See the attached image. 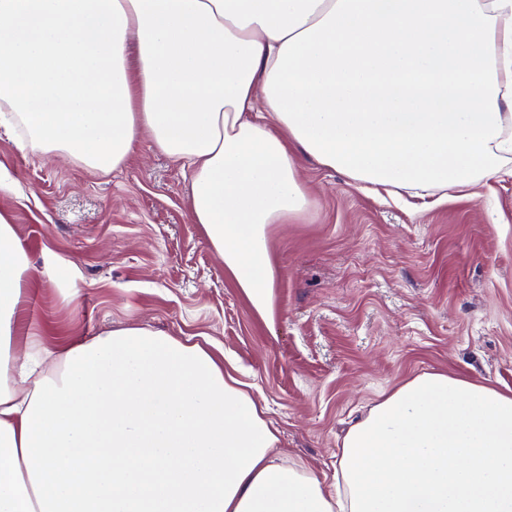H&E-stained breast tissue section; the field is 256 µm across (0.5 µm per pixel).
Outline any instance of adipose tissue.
I'll return each mask as SVG.
<instances>
[{
	"label": "adipose tissue",
	"mask_w": 512,
	"mask_h": 512,
	"mask_svg": "<svg viewBox=\"0 0 512 512\" xmlns=\"http://www.w3.org/2000/svg\"><path fill=\"white\" fill-rule=\"evenodd\" d=\"M0 124L100 173L149 136L268 320L299 156L392 193L512 175V0H0ZM30 273L0 214V512H512V392L408 379L329 485L202 345L132 324L20 354Z\"/></svg>",
	"instance_id": "obj_1"
}]
</instances>
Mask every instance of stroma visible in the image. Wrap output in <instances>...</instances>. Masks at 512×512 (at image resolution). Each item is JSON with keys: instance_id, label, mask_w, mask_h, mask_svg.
I'll return each mask as SVG.
<instances>
[{"instance_id": "1", "label": "stroma", "mask_w": 512, "mask_h": 512, "mask_svg": "<svg viewBox=\"0 0 512 512\" xmlns=\"http://www.w3.org/2000/svg\"><path fill=\"white\" fill-rule=\"evenodd\" d=\"M312 204L272 225L273 323L225 274L192 223L188 174L141 142L110 174L20 149L0 128V192L34 265L15 338L92 339L140 324L212 342L267 407L278 446L332 473L363 406L424 372L512 389V177L477 195L395 200L300 157ZM55 252L82 278L65 295L43 274Z\"/></svg>"}]
</instances>
